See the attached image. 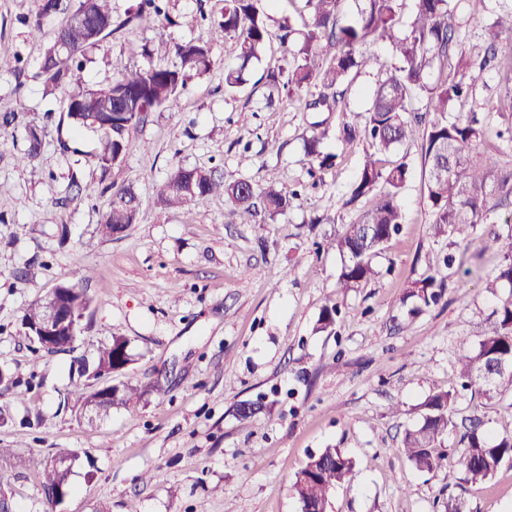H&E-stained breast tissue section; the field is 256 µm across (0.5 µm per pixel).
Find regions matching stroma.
<instances>
[{
    "label": "stroma",
    "mask_w": 512,
    "mask_h": 512,
    "mask_svg": "<svg viewBox=\"0 0 512 512\" xmlns=\"http://www.w3.org/2000/svg\"><path fill=\"white\" fill-rule=\"evenodd\" d=\"M136 0H112L120 30L83 56L86 86L112 83L126 68L178 63L175 45L211 42L214 64L191 77L168 107L149 113L130 136L117 164L102 170L98 136L59 123L68 89L45 91L42 51L62 19H44L32 31L37 0H0V368L17 386L0 388V405L12 421L0 427V447L19 457L76 452L72 492L61 512H300L295 473L309 454L338 448L354 463L351 480L336 486L330 512H444L456 498L464 512H512V463L486 483H464L455 462L431 472L413 467L400 449L419 406L440 389H458L457 360L475 349V324H489L494 309L480 280L500 264L488 240L489 225L471 233L462 276L447 271L445 300L408 318L401 299L411 281L434 271L448 250L435 236L425 204L426 174L420 144L398 150L411 175L402 194L405 222L373 259L374 280L342 294L337 278L343 257L324 243L353 222L359 205H345L366 146L339 138L337 113L312 112L288 98L267 102L266 74L287 54L270 38L249 82L224 91V69L236 62L235 41H213L224 0H166L153 26L126 22ZM454 54L485 45L487 29L512 0H488L472 16L466 0H453ZM502 72L489 65L472 101L491 112L506 106ZM248 113L240 121V113ZM324 125L320 149L333 167L311 177L304 145ZM43 127L42 147L30 164L26 124ZM217 169L225 181L245 179L264 187L293 188L299 195L275 219L238 224L224 197L204 205L162 208L158 195L176 167ZM94 189L92 199L73 198L69 185ZM133 186L141 208L122 237L102 240L96 226L110 208L111 189ZM34 266L37 275L21 280ZM91 269L92 308L75 344L114 336L130 340L132 361L113 383L145 388L141 400L110 415L58 411L70 387L72 354L34 352L19 332L23 310ZM340 313L334 333L317 320L328 299ZM40 385L26 386L30 376ZM264 400L254 420L240 421L235 406ZM401 415H393V405ZM460 415H477L486 431L512 433V397L486 399L460 391ZM40 425L25 424L28 411ZM159 470L161 482L141 474ZM0 489L20 512H45L46 499L33 471H0Z\"/></svg>",
    "instance_id": "stroma-1"
}]
</instances>
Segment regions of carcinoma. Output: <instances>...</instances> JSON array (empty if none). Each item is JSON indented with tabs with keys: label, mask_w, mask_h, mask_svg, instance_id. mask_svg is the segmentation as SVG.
Listing matches in <instances>:
<instances>
[{
	"label": "carcinoma",
	"mask_w": 512,
	"mask_h": 512,
	"mask_svg": "<svg viewBox=\"0 0 512 512\" xmlns=\"http://www.w3.org/2000/svg\"><path fill=\"white\" fill-rule=\"evenodd\" d=\"M53 0L54 11L69 12L66 23L58 29L54 41L45 49L41 73L46 88L77 86L83 82V52L98 44L120 27L112 15L111 0ZM268 0H224L223 20L214 28L217 39L236 40L241 64L224 71V90L241 87L244 72L253 60L261 59L268 38ZM355 23L341 19L342 0H306L311 18L303 27L291 20L279 24L283 46L297 41L291 50L288 69L267 75V83L284 89L288 96L314 86L318 93L307 109L314 112H337L342 117L344 140H356L347 117L345 84L352 73L376 72L377 81L371 103L365 113L364 137L367 148L346 204L366 201L357 220L341 225L336 235L326 241V248L344 257L337 287L354 291L377 275L373 257L390 242L404 223L401 194L409 176L407 162L390 161L387 155L409 142L421 141L426 168V200L435 234L448 238V247L466 242L478 224L488 223L490 214L512 202V172L500 169L499 156L512 151V65L504 61L505 97L511 102L509 112H499L503 120L497 127L487 116L470 109L456 115L448 110L480 81L487 66L488 54L461 55L449 73L430 81L434 61L449 62L453 41L449 0H412V12L406 27H401L403 0H361ZM163 12L162 0H141L134 19L153 24ZM512 35V8L497 15L491 41ZM384 42L392 49L398 64H389L359 48L370 42ZM180 66L129 68L112 84L78 90L70 97L67 120L77 130L98 134L97 158L109 167L117 157L126 155L131 132L147 115L176 100L190 73L210 70L211 47L188 42L175 46ZM417 97L426 100L424 111L413 108ZM30 143L22 160L30 162L41 145V128L26 127ZM500 141L494 150L484 149L491 137ZM221 194L231 207V216L240 220L265 214L272 218L291 207L297 192L269 186L258 188L241 179L226 183L213 170L178 167L162 187L158 202L166 209L185 205H202L211 196ZM140 201L129 186L112 191V203L97 233L111 238L136 223ZM490 241L502 255L495 271L483 287L496 296V289L512 286V217L504 227L491 225ZM65 310L73 323L83 324L92 299L75 283L59 287ZM445 294L444 281L429 273L410 283L403 298L408 316L414 318L423 309L437 305ZM45 301L29 304L21 317L22 334L27 340L40 334ZM338 308L331 301L323 306L317 320L318 329L332 331ZM489 327L478 326L474 335L482 337L479 347L458 358L459 378L464 387H476L485 396L512 393V296L497 302ZM83 364L75 369L74 389L60 400V410H81L92 398L94 377L105 370H119L132 361L130 341L114 336L93 349L92 356H82ZM142 392L131 384L112 386V396L97 402L96 415L109 413L114 406L128 407L141 398ZM457 394L440 390L421 403L420 421L405 431L401 450L419 471H434L447 464L448 451L442 448L448 431L461 433L464 448L457 459L465 483H483L494 476L506 461H512V434L491 436L475 417H458ZM27 466L38 474L45 498L52 507L61 505V496L71 490V470L57 467L47 455H30ZM353 460L338 448H324L308 455L295 474L293 491L301 512H328L331 491L350 481Z\"/></svg>",
	"instance_id": "carcinoma-1"
}]
</instances>
